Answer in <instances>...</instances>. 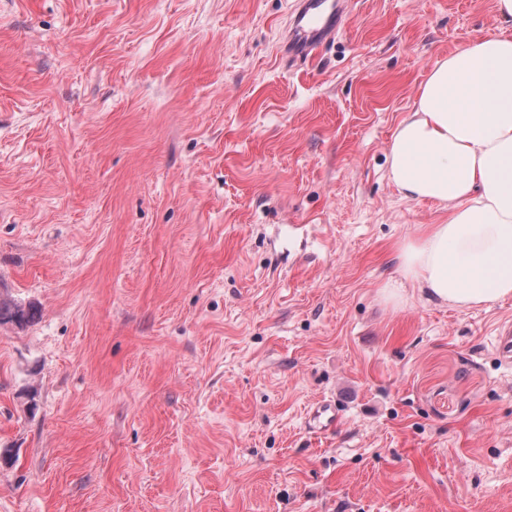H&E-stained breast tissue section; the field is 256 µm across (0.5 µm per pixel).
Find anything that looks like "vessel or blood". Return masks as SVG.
<instances>
[{"label":"vessel or blood","mask_w":512,"mask_h":512,"mask_svg":"<svg viewBox=\"0 0 512 512\" xmlns=\"http://www.w3.org/2000/svg\"><path fill=\"white\" fill-rule=\"evenodd\" d=\"M348 17L349 0H296L288 19L283 54L292 62L307 59L335 40Z\"/></svg>","instance_id":"vessel-or-blood-1"}]
</instances>
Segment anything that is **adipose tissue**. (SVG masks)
Listing matches in <instances>:
<instances>
[{
	"mask_svg": "<svg viewBox=\"0 0 512 512\" xmlns=\"http://www.w3.org/2000/svg\"><path fill=\"white\" fill-rule=\"evenodd\" d=\"M387 162L403 197L448 211L399 245L404 283L461 310L512 297V31L472 40L430 71Z\"/></svg>",
	"mask_w": 512,
	"mask_h": 512,
	"instance_id": "adipose-tissue-1",
	"label": "adipose tissue"
}]
</instances>
